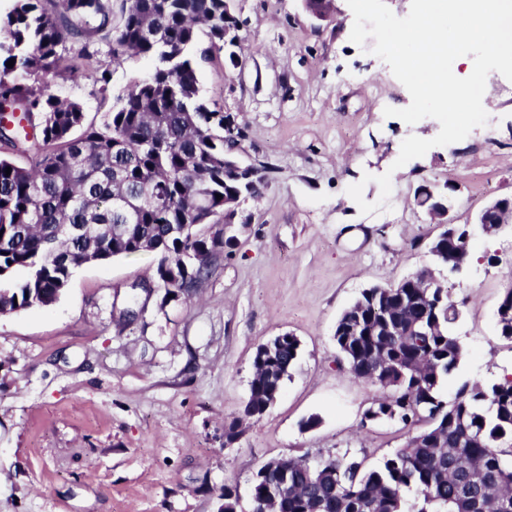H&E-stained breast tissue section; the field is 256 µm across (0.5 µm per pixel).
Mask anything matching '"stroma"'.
<instances>
[{
    "mask_svg": "<svg viewBox=\"0 0 512 512\" xmlns=\"http://www.w3.org/2000/svg\"><path fill=\"white\" fill-rule=\"evenodd\" d=\"M337 7L322 21L303 0H235L243 66L221 55L199 71L203 98L245 128L241 159L270 167L230 230L232 254L199 288L175 299L156 289L117 327L161 260L145 252L82 265L52 305L0 315V512H223L228 486L237 512H251L253 475L269 459L348 451L375 468L405 443L400 423L362 426L383 391L339 369L336 321L365 288L431 266L437 227L416 203L421 186L447 189L462 226L512 194V81L489 74L486 125L395 167L406 137L433 138L440 125L384 116L410 94L351 42L353 13ZM51 92L97 125L111 107L88 71L61 73ZM385 173L387 210L361 213L348 187L373 175L363 196L378 201ZM435 275L461 312L453 330L466 350L442 389L450 400L463 382L512 373L497 323L512 234L474 232L468 266ZM285 333L301 355L276 403L225 446L258 346ZM313 415L319 424L301 429Z\"/></svg>",
    "mask_w": 512,
    "mask_h": 512,
    "instance_id": "1",
    "label": "stroma"
}]
</instances>
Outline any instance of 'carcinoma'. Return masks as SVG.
<instances>
[{"label": "carcinoma", "instance_id": "carcinoma-1", "mask_svg": "<svg viewBox=\"0 0 512 512\" xmlns=\"http://www.w3.org/2000/svg\"><path fill=\"white\" fill-rule=\"evenodd\" d=\"M122 12L114 26L107 0H15L0 16V105L20 111L8 116L13 128H0V313L52 299L86 263L155 247L173 263L194 259L191 278L202 279L212 272L206 255L231 254L232 240L201 231L236 189L224 174L226 116L201 96L197 77L224 50V0H134ZM95 35L112 38L113 63L135 55L153 69L130 81L101 126L86 128L81 105L52 94L50 77L76 70L64 56L69 41L83 42L78 58L92 62ZM14 152L33 155L30 167L10 160ZM451 231L441 225L429 252L448 253L450 266L469 263L471 250L448 241ZM427 275L363 290L335 330L347 373L390 392L361 426L384 418L418 430L376 469L347 452L266 461L253 475L252 512L270 504L278 512H512V380L465 382L452 401L442 398L464 348L448 294L423 304ZM497 313L512 340V289ZM387 318L408 335L373 333ZM298 354L290 335L256 351L248 401L224 424V445L239 439L243 420L265 414ZM407 491L416 495L410 506Z\"/></svg>", "mask_w": 512, "mask_h": 512}]
</instances>
